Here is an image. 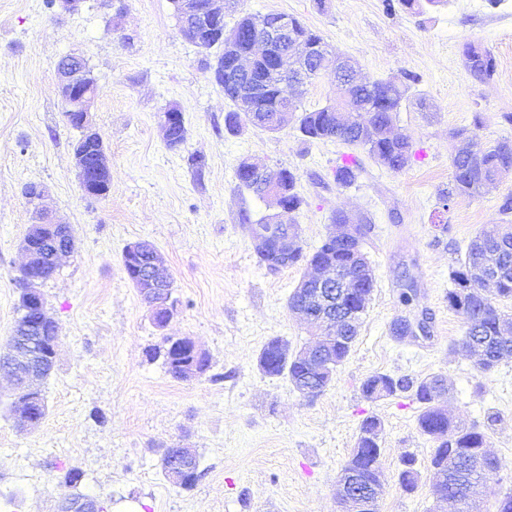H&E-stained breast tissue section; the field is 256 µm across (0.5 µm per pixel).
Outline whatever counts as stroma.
Returning a JSON list of instances; mask_svg holds the SVG:
<instances>
[{
    "label": "stroma",
    "mask_w": 512,
    "mask_h": 512,
    "mask_svg": "<svg viewBox=\"0 0 512 512\" xmlns=\"http://www.w3.org/2000/svg\"><path fill=\"white\" fill-rule=\"evenodd\" d=\"M282 13L319 33L329 49L358 63L361 80L416 75L394 131L416 149L399 172L366 150L336 140L305 141L296 124L277 133L224 127L232 108L210 69L215 54L185 39L172 0H82L64 12L47 0H0V354L15 323L13 279L20 242L37 213L70 225L73 251L41 289L58 326V354L43 384L46 415L23 429L11 412L12 379L0 370V512H58L64 476L82 474L81 492L134 501L143 512H341L337 477L369 416L382 422L384 482L378 512H457L441 500L428 466L433 442L417 425L408 393L365 398L370 375L421 379L443 374L441 407L487 437L501 468L481 492L483 512L512 491V356L479 372L462 344L463 315L448 305L451 273L484 227L512 224L499 211L512 176L475 198L441 205L456 150L512 141V0H448L409 10L400 0H237L226 24L245 13ZM472 41L497 62L494 79L475 81L459 47ZM81 56L97 79L90 119L100 132L111 188L85 198L73 165L79 130L65 120L57 63ZM178 107L187 127L175 150L162 115ZM466 130L463 139L456 130ZM357 155L355 183L334 172ZM297 176L295 214L305 253L337 232L343 210L367 217L362 249L374 290L359 335L325 391L303 398L288 379L258 365L265 342L304 347L312 335L287 301L306 265H259L249 223L267 201L239 185L241 158ZM45 196L31 203L28 183ZM152 242L173 278L177 310L158 328L128 279L122 251ZM404 318L425 332L395 334ZM186 337L209 369L179 380L162 352L165 337ZM190 448L200 477L185 491L163 477L164 448ZM414 455V492L399 484Z\"/></svg>",
    "instance_id": "35a3bbf8"
}]
</instances>
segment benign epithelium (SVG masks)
Wrapping results in <instances>:
<instances>
[{
	"label": "benign epithelium",
	"instance_id": "7a95c632",
	"mask_svg": "<svg viewBox=\"0 0 512 512\" xmlns=\"http://www.w3.org/2000/svg\"><path fill=\"white\" fill-rule=\"evenodd\" d=\"M229 0H179L183 13L191 17V25L181 34L202 48L210 39L222 45V50L236 56V73L247 75L258 61H268L278 76L275 85L276 108L272 112L258 111L259 96L265 89L243 82L235 85L239 111L244 124L254 127L263 126L268 132H277L288 126L293 120L292 100L284 95L283 85L304 86L307 69L295 73L288 72L285 66H278L279 57L291 49H298L303 58L323 70L330 65L329 54L323 46H309L305 36L298 30L290 18L283 16L272 24H263L253 18L232 28L224 24V15ZM87 69L84 60L74 56L59 67L60 92L63 98L72 102L79 112V129L84 138L97 136V129L90 120L89 107L96 95L93 83H82V75ZM184 124L183 113L170 108L163 113V126L167 141H172V129ZM80 189L88 198H102L108 194L100 182V174L108 168V161L98 157L84 160L75 159ZM240 173L248 176L240 183L258 182L262 196L274 200L276 210L265 215L260 223L252 225L250 238L254 249L265 251L274 249L281 258L288 257L300 246V234L296 228H286L288 214V196L282 189L279 170L259 167L248 159L239 163ZM367 223L366 217L342 212L338 238L349 250L356 254L361 245L359 230ZM39 232L27 236L21 243V249L27 261L18 269L16 280L25 291L27 310L32 321L14 329L11 348L8 355L0 357V364L9 367L15 380V386L29 389L35 382V374L40 365L56 357L58 339L38 341L33 335L41 325L50 321L46 310V299L40 289L42 270L47 265L58 266L59 258L72 251L74 239L61 230L60 225L47 222L38 225ZM129 257L141 260L134 265V278L149 285L144 290V299L149 304L152 318L159 327H165L173 318L175 308L171 303L168 290L169 276L153 253V246L147 241H135L125 247ZM357 280L345 265H334L321 269L317 273L302 279L296 290L307 295L306 304L293 308L316 333L332 329L336 333L343 331L344 325L353 318V312L340 309L342 297L353 295ZM320 344L313 343L307 350V358L312 371L322 372L326 362ZM352 512H375L377 499L373 494L357 492L349 496ZM62 512H100L99 504L92 498H80L62 505Z\"/></svg>",
	"mask_w": 512,
	"mask_h": 512
}]
</instances>
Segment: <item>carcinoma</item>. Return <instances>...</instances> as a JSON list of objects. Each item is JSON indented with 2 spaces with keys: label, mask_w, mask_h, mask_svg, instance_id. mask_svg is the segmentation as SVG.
Wrapping results in <instances>:
<instances>
[{
  "label": "carcinoma",
  "mask_w": 512,
  "mask_h": 512,
  "mask_svg": "<svg viewBox=\"0 0 512 512\" xmlns=\"http://www.w3.org/2000/svg\"><path fill=\"white\" fill-rule=\"evenodd\" d=\"M462 56L467 71L477 80L486 82L496 73V61L490 51L480 49L471 42L462 45ZM229 54L217 55L214 67L215 79L224 85V95L232 100L236 90L225 84L224 72L231 69ZM417 78L411 73L398 77L368 81L364 85H355L340 91L341 104L354 110L357 117L375 124H385L394 119L395 112L409 97L411 87ZM299 113L298 130L309 140L336 139L344 143L361 146L369 155L392 171H400L408 164L412 156V141L403 137L398 141L361 140L353 129H341L336 125V117L322 106L313 110L293 105ZM512 164V142L499 141L487 150L470 154L461 151L452 157V179L448 184L445 200L454 197H474L487 188V182L505 165ZM360 168L355 156L345 158L336 166L335 180L342 187L352 185ZM297 177L293 172L282 176V183L288 187L289 227H294L293 214L303 203L296 191ZM349 258V252L341 243H322L313 253L307 255L303 249L284 260L273 253L258 255L259 263L271 271L296 266L305 261L307 264L327 263L331 260ZM494 267L499 271L496 287L492 295L478 300L463 295V284L475 278L477 267ZM360 297L353 304V309L365 313L371 300L374 280L360 277ZM453 289L448 291V304L465 317L466 329L463 343L466 348L480 351L483 361L476 362V368L486 372L505 355H512V317L498 306V302L512 300V227L507 224H494L483 229L469 244L465 255L459 261V267L452 272ZM327 348L326 356L345 360L352 348L328 332L323 339ZM258 364L268 376L285 377L291 383L301 382L324 391L330 384L333 373L317 374L308 369L305 363L298 361L288 349V342L281 337L269 339L263 346ZM448 391L445 378L430 375L419 381L411 378H393L387 374L376 373L369 376L362 384L363 395L368 399H377L394 395L398 392H410L422 405L418 416V427L422 434L434 439L437 446L431 457L432 475L441 479L439 487L447 491L448 496L461 499V512H471L477 500L480 488L500 466L498 459L490 462L488 469L478 471L469 462L473 457L472 448L487 447L486 435L453 421L437 404ZM381 422L374 416L362 420L356 446L344 465L339 482L372 484L382 472L380 466V446L372 443V437L380 435ZM419 470L417 459L409 456L403 461L399 474L402 488L413 491L417 486Z\"/></svg>",
  "instance_id": "1"
}]
</instances>
